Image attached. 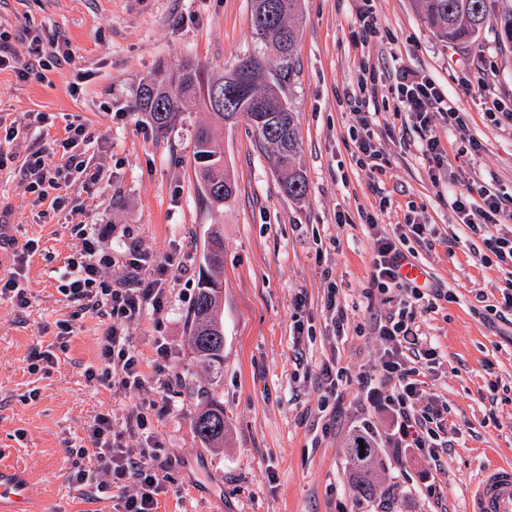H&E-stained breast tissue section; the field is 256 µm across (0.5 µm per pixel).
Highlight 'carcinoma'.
I'll list each match as a JSON object with an SVG mask.
<instances>
[{"label":"carcinoma","instance_id":"obj_1","mask_svg":"<svg viewBox=\"0 0 512 512\" xmlns=\"http://www.w3.org/2000/svg\"><path fill=\"white\" fill-rule=\"evenodd\" d=\"M497 0H418V11L425 26L441 41L453 46L476 43L493 12ZM301 0H253L251 25L265 43L269 55H252L232 67H248L245 88L224 82V76L210 74L202 65L186 60L177 70L157 68L142 84L138 106L146 112L160 133L173 129L193 104L209 112L215 125H201L193 138V168L201 196L209 206L221 208L236 192V184L224 168V141L220 127L231 126L245 116L257 136L272 148L271 160L284 192L294 200L306 194V183L295 159L298 155V127L287 89L297 82L296 45L300 37L295 19ZM501 38L512 42V6L496 12ZM224 86V94L236 99L238 112L213 108L211 90ZM224 267V239L220 232L209 233L199 268L197 294L188 316V334L192 360L218 374L224 371V323L219 318L220 296L206 281L219 282L217 272ZM194 417L193 428L206 448H219L228 430L224 402L215 393L204 390ZM365 456H360V453ZM348 477L360 497L372 494L370 479L376 449L368 440L354 439L346 449Z\"/></svg>","mask_w":512,"mask_h":512}]
</instances>
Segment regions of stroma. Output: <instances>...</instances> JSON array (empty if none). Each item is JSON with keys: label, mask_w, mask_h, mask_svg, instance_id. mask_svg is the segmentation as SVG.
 <instances>
[{"label": "stroma", "mask_w": 512, "mask_h": 512, "mask_svg": "<svg viewBox=\"0 0 512 512\" xmlns=\"http://www.w3.org/2000/svg\"><path fill=\"white\" fill-rule=\"evenodd\" d=\"M373 6L379 33L357 46L351 32L364 0L301 2L300 74L290 97L304 198L284 193L269 148L242 118L224 129V163L236 192L218 210L203 202L192 167L194 131L207 113H184L161 135L135 101L157 66L175 69L190 58L220 75L260 54L251 0H0V30L10 33L17 53L36 36L73 56L25 81L0 70V124L19 130L0 142L12 157L0 169V222L8 226L9 252L31 239L38 243L23 282L28 307L0 299V465L27 477L30 512H114L129 484L103 493L75 485V466L99 463L70 451L82 446L85 423L100 413L111 416L127 446L140 447L143 435L129 428L137 403L164 448L159 512H464L474 475L512 460V324L489 320L484 310L501 300L507 273L473 254V236L448 204L472 183L512 197V125L489 115L497 104L512 108V43L499 41L492 21L474 46L453 47L424 25L417 0H373ZM363 60L380 76L375 131L389 162L382 175L357 166L348 150L345 92ZM405 66L447 91L463 119L459 127L438 116L431 123L450 162L436 184L413 145L411 120L394 112L393 89ZM467 80L482 81V94L461 96ZM76 117L88 130L82 157L101 180L89 192L72 181L65 190L69 208L45 221L20 168L38 149L59 159L65 127ZM380 192L390 203L378 213L379 225L391 230L411 219L438 231L432 245L406 244L427 282L449 293L434 308L416 309L417 325L440 355L420 401L447 408L450 448L435 463L421 452L387 447V416L370 406L360 380L386 349L367 314H386L400 299L395 291L370 290L372 239L359 212L374 206ZM73 206L106 253L137 246L150 263L171 259L163 319L147 311L126 326L145 371L153 369L157 342L171 348L168 393L148 387L124 395L87 380L109 321L58 290V271L79 245ZM340 213L345 223H337ZM213 229L224 239L219 376L192 361L187 332ZM332 279L347 312L341 337L326 308ZM297 320L305 327L299 339ZM62 321L74 331L64 352L56 343ZM36 347L55 354L48 372L30 368ZM325 363L345 371L342 400L319 376ZM207 388L223 399L230 426L216 449L203 447L193 430L198 392ZM365 424L381 468L372 498L360 501L347 478L345 450Z\"/></svg>", "instance_id": "35a3bbf8"}]
</instances>
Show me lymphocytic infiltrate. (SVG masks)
<instances>
[{"instance_id":"obj_1","label":"lymphocytic infiltrate","mask_w":512,"mask_h":512,"mask_svg":"<svg viewBox=\"0 0 512 512\" xmlns=\"http://www.w3.org/2000/svg\"><path fill=\"white\" fill-rule=\"evenodd\" d=\"M9 38L8 32L0 31V69L13 67L19 77L26 78L33 75L35 69L48 70L62 62L59 48L47 49L37 42L30 43L26 56L4 53L3 48ZM377 90L375 69L363 63L359 66L356 84L347 91L346 98L353 115L349 128L351 156L359 167L381 174L387 162L377 146L374 117L370 110ZM395 91V109L407 113L412 120L419 132L418 150L428 165L429 178L431 182H439L449 156L441 142L430 135L429 128L437 114L449 124L459 123L457 109L438 84L408 68L401 71ZM87 135L85 124L67 126L66 137L61 142L63 153L60 163H53L40 151L32 152L26 158L21 174L27 191L35 201L51 203L50 209L43 211V218H51L54 212L65 207L66 198L60 189L70 175H83L85 189H92L97 184L98 172L92 171L77 153ZM480 196L481 208H473L471 196L465 192L456 195L450 207L495 256L498 264L512 268V234L490 231L491 226L511 221L512 213L503 209L497 194L484 189ZM363 219L374 230L371 290L381 293L398 290L403 294L397 310L376 319L373 325L378 336L388 341L389 348L379 364L375 385L369 394L376 407L391 415L390 443L393 448H424L428 451L429 460L436 461L441 451L448 447L447 439L441 437L433 426L434 420L442 416L441 409L432 403L421 404L418 394L423 377L435 370L439 358L435 347L428 344L420 333L414 310L422 304L434 306L442 293L440 289L418 284L402 272L407 260L403 247L408 238L413 236L423 242L433 241L436 228L431 224L413 223L408 230L386 232L377 230L374 214L364 213ZM74 229L81 246L68 257L59 275L58 290L66 298L85 302L90 310L107 316L110 321L99 346L97 362L86 370L87 379L124 393L149 385L159 391H167L171 383L168 372L171 351L167 344H157L154 370L149 373L144 371L143 359L125 331L126 323L144 311H152L157 316L163 314L167 306L163 282L165 268L145 272L141 254L129 249L123 256L124 265L131 274L130 281L107 280L104 271L112 265L111 256L99 253L86 225L78 223ZM84 431L97 460L110 471L113 482H129L134 486L132 493L122 497L119 512H158V497L165 491V479L158 464L160 448L125 447L121 434L113 431L112 419L106 414L94 416L85 424Z\"/></svg>"}]
</instances>
